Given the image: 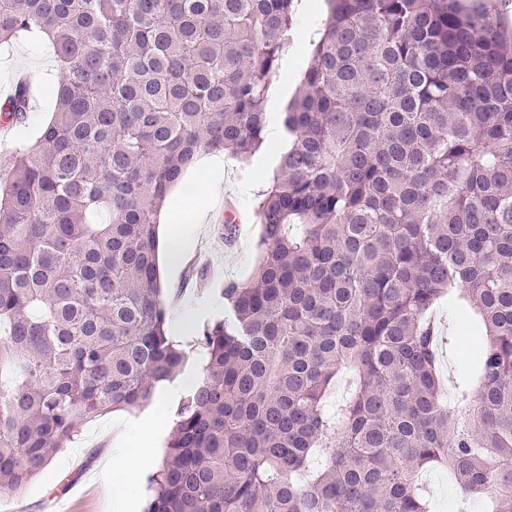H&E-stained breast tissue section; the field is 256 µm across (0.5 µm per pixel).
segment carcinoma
<instances>
[{
  "label": "carcinoma",
  "instance_id": "1",
  "mask_svg": "<svg viewBox=\"0 0 512 512\" xmlns=\"http://www.w3.org/2000/svg\"><path fill=\"white\" fill-rule=\"evenodd\" d=\"M293 2L0 0V47L42 39L64 73L0 183V491L197 358L144 512H430L427 466L512 512V45L481 2L325 0L274 114ZM30 100L16 83L0 127ZM273 114L254 279L179 348L164 199L202 154L258 151ZM441 301L485 338L451 398Z\"/></svg>",
  "mask_w": 512,
  "mask_h": 512
}]
</instances>
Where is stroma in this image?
<instances>
[{"mask_svg":"<svg viewBox=\"0 0 512 512\" xmlns=\"http://www.w3.org/2000/svg\"><path fill=\"white\" fill-rule=\"evenodd\" d=\"M21 72L41 76L57 74L58 65L50 48L38 40H21L9 50H0V92L9 89ZM54 112L50 95L35 96L27 119L14 126L9 135L0 134V160L32 144L41 127ZM278 164L274 152L263 150L244 160L228 155L220 167H211L202 157L197 170L207 185L198 199L188 198L182 186L167 194L165 208L169 224L160 234L181 233L194 243L193 250L177 271L163 272L167 330L179 334L183 344L192 343L197 326L223 316L221 292L225 282L251 279L259 259V218L257 197ZM199 206L201 220L185 224L179 211ZM233 209L234 223H227L225 209ZM443 372L458 378L465 371L467 349L460 342V329L453 313L443 312ZM185 379L160 386L161 402H149L134 409L117 410L79 420L68 448L62 449L24 490L28 512H113L112 497L104 465L114 453L113 442H120L131 454L150 457L153 466L162 463L171 424L166 409L178 401ZM419 479L432 491L436 512H484L482 501L461 503L456 487L443 470H429Z\"/></svg>","mask_w":512,"mask_h":512,"instance_id":"35a3bbf8","label":"stroma"}]
</instances>
